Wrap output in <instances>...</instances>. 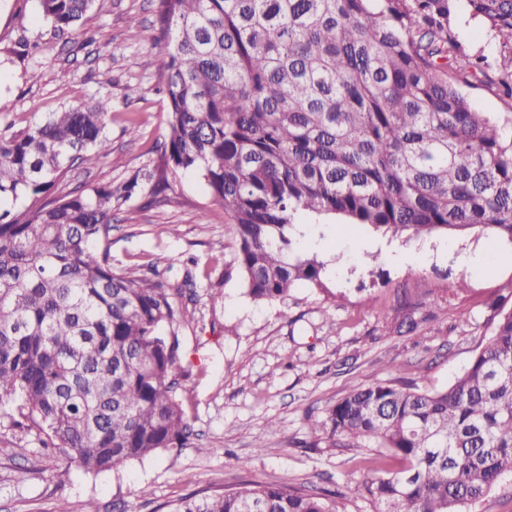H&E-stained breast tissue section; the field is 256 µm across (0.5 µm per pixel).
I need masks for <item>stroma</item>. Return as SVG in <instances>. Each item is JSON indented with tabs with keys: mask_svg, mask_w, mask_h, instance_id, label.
Returning a JSON list of instances; mask_svg holds the SVG:
<instances>
[{
	"mask_svg": "<svg viewBox=\"0 0 512 512\" xmlns=\"http://www.w3.org/2000/svg\"><path fill=\"white\" fill-rule=\"evenodd\" d=\"M154 0H97L83 28L90 50L71 52L37 16L35 0H0V92L13 106L0 129L22 130L50 113L94 99L112 103L109 155L76 170L57 194L100 182L147 176L166 136L167 101L153 63ZM451 29L460 59L490 67L463 92L472 107L512 124V99L489 89L496 40L479 21L457 15ZM43 51L25 53L20 38ZM135 135H127V128ZM166 201L138 194L112 220V262L173 284L195 275L196 319L181 331L180 393L195 439L181 449L114 471L85 472L46 457L34 431L0 424V512H170L192 493L244 482L286 483L333 493L336 512H372L352 493L368 470L353 449L317 442L310 419L355 388L398 376L438 390L468 365L491 336L498 313L512 308V243L475 232L398 237L400 247L431 256L371 265L360 242L371 228L333 219L334 234L316 248L326 268L287 300L256 303L230 273V218L196 175L170 176Z\"/></svg>",
	"mask_w": 512,
	"mask_h": 512,
	"instance_id": "1",
	"label": "stroma"
}]
</instances>
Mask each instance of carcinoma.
<instances>
[{"mask_svg":"<svg viewBox=\"0 0 512 512\" xmlns=\"http://www.w3.org/2000/svg\"><path fill=\"white\" fill-rule=\"evenodd\" d=\"M60 36L96 0H35ZM154 64L168 130L151 194L168 174L200 177L234 226L237 272L256 302L320 283L294 253L296 216H334L384 234L486 233L512 242V140L455 81L460 9L500 44L512 99V0H155ZM112 102L0 131V401L3 418L47 436L84 471L115 470L187 445L175 377L193 276L175 287L112 264V216L139 179L60 197L69 169L110 151ZM311 430L363 447L377 473L354 491L374 512H470L512 473V309L446 388L379 382ZM172 512H336L285 484L190 494Z\"/></svg>","mask_w":512,"mask_h":512,"instance_id":"carcinoma-1","label":"carcinoma"}]
</instances>
